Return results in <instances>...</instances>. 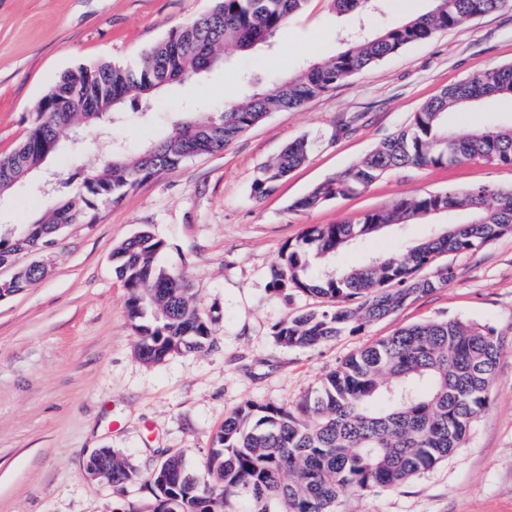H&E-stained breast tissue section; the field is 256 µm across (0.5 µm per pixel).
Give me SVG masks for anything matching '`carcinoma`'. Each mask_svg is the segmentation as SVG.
Instances as JSON below:
<instances>
[{"mask_svg": "<svg viewBox=\"0 0 512 512\" xmlns=\"http://www.w3.org/2000/svg\"><path fill=\"white\" fill-rule=\"evenodd\" d=\"M308 0H215L201 17L172 31L124 66L101 62L59 76L34 109L26 138L0 156V186L8 193L43 163L46 147L70 124H92L118 113L126 100L140 112L158 90L183 84L209 68L203 47L222 62L231 46L249 51L268 42ZM339 15L361 19L376 0H330ZM431 10L376 34L360 28L333 57L303 67L288 78L274 77L245 100L176 122L171 132L133 158L116 155L87 175L74 195L51 208L23 237L0 234V264L21 251L34 252L60 228L93 221L92 199L121 200L154 175L186 159L224 150L273 112L295 110L333 90L400 50L466 21L512 7V0H433ZM75 96L96 106L97 115L59 112L53 104ZM512 98V64L479 71L442 89L413 113L405 128L380 141L356 163L317 184L293 204L309 210L369 188L404 167H445L468 161L512 167V127L488 125L464 133L448 129V115ZM307 139L290 144L262 165L253 194L267 195L304 164ZM462 214L440 236L398 255L320 275L312 260L333 257L380 231V225L413 224L434 214ZM512 233V188L479 184L404 197L388 209L371 210L335 224H315L300 241L283 247L274 266L273 287L320 299L316 309L289 315L273 327L283 347L316 349L346 333L363 330L413 301L448 287L455 278L445 254L476 250ZM165 240L143 230L112 251V268L127 288L128 313L139 337L136 353L147 364L213 345L216 317L192 305V288L182 274L156 261ZM431 273L426 274L424 270ZM48 274L45 266L22 270L11 287L27 288ZM501 344L492 328L461 319L408 325L351 354L326 373L293 407L244 402L216 434L204 469L194 473L173 453L143 475L125 458L105 450L87 470L106 468L113 493L125 496L140 484L150 503L129 512H338L345 496L372 489H398L446 461L464 444L489 403Z\"/></svg>", "mask_w": 512, "mask_h": 512, "instance_id": "carcinoma-1", "label": "carcinoma"}]
</instances>
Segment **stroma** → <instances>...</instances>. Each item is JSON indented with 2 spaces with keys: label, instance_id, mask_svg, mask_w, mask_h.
Instances as JSON below:
<instances>
[{
  "label": "stroma",
  "instance_id": "1",
  "mask_svg": "<svg viewBox=\"0 0 512 512\" xmlns=\"http://www.w3.org/2000/svg\"><path fill=\"white\" fill-rule=\"evenodd\" d=\"M212 5V0H0V155L28 133L39 99L63 72L108 61L137 64L143 53ZM432 0H389L357 21L328 0H308L272 38L227 66L173 84L151 112L62 136L45 172L0 198V227L22 229L51 206L41 182L52 173L63 194L77 190L113 148L139 152L190 109L242 101L240 81L288 76L334 56L357 25H399L428 11ZM512 63V8L411 45L294 111L276 112L223 152L197 156L155 175L117 202L96 200V219L73 224L55 243L31 253L49 273L0 300V512H114L111 487L90 481L89 457L112 449L141 471L164 452L201 471L213 439L248 400L292 405L356 349L396 329L431 319H469L493 328L502 351L489 405L463 444L434 470L393 490L357 492L341 512H512V234L480 249L444 256L456 278L396 314L315 350L284 348L276 323L317 306L316 298L272 288L282 247L315 224L385 209L402 197L478 183L512 187V168L466 162L445 168H401L364 192L324 206L293 210L315 185L406 126L441 89L469 75ZM458 132L512 124V100L448 118ZM307 138V161L263 198L252 184L261 165L288 143ZM453 219L384 228L321 272L359 265L443 234ZM168 241L158 264L189 277L193 304L219 312L214 344L142 362L127 314V290L112 269V251L142 229Z\"/></svg>",
  "mask_w": 512,
  "mask_h": 512
}]
</instances>
